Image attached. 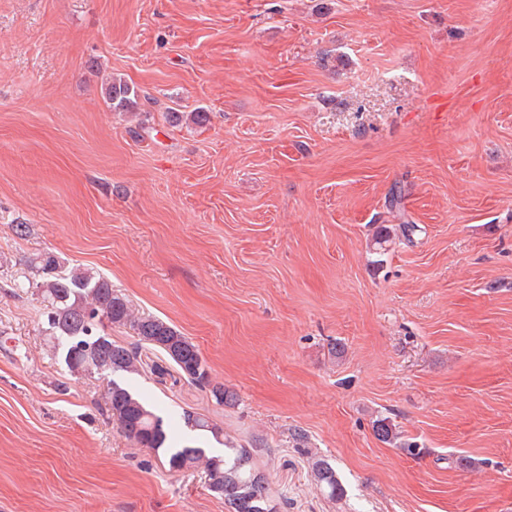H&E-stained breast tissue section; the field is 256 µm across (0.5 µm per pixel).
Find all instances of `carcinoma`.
<instances>
[{"mask_svg": "<svg viewBox=\"0 0 512 512\" xmlns=\"http://www.w3.org/2000/svg\"><path fill=\"white\" fill-rule=\"evenodd\" d=\"M139 94L134 86L114 78L106 88V101L113 112H132ZM33 277L13 280L4 293L18 295L27 288L40 303L41 335L50 344L52 356L62 361L76 380L102 379L100 410L129 439L162 455L173 471L204 474L207 490L224 498L228 512H280L285 497L270 493L269 482L246 446L224 436V429L208 417L186 413L185 424L201 435L209 434L224 445V454L212 455L201 447L181 448L169 440L164 419L139 394L119 384L113 375L139 374V351L149 345L172 361L180 373L209 394L215 405L231 406L235 394L212 379L210 371L196 372L204 361L199 349L175 326L149 313H137L112 281L92 270L60 265L44 252L29 261ZM112 326L128 327L135 341L123 344L105 333ZM378 439L390 445L400 440L396 426L386 418L373 422ZM315 486L334 498L341 487L332 466L322 458L312 462Z\"/></svg>", "mask_w": 512, "mask_h": 512, "instance_id": "obj_1", "label": "carcinoma"}]
</instances>
